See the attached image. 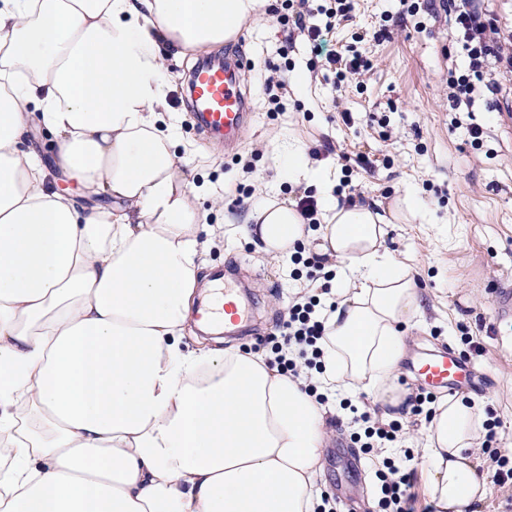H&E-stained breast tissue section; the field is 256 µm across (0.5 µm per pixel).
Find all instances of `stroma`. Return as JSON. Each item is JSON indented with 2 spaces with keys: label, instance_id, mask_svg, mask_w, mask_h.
Returning <instances> with one entry per match:
<instances>
[{
  "label": "stroma",
  "instance_id": "35a3bbf8",
  "mask_svg": "<svg viewBox=\"0 0 512 512\" xmlns=\"http://www.w3.org/2000/svg\"><path fill=\"white\" fill-rule=\"evenodd\" d=\"M270 6L265 17L230 42L253 64L245 79L256 113L236 153H225L222 145L197 133L182 102L184 78L199 54L174 50L168 58V101L195 167V182L224 195L218 211L200 199V223H245L256 196L264 194L267 181L276 180L292 146L305 161L330 170L337 186H351L356 202L389 206L413 195L430 211V223H397L387 233L394 254L409 258L426 300L423 321L409 331L406 356L448 345L466 354L474 382L461 391L492 412L499 422L494 446L512 456V317L498 316L499 288L512 289V125L481 98L470 109L450 107L448 79L466 67L467 55L446 13L431 14L414 0H358L353 17L327 35L325 47L355 50L374 67L338 84L326 76L309 42L278 22L282 0H271ZM383 27L389 37L375 39ZM287 61L292 68L282 98L285 110L273 114L264 79L269 68ZM472 121L488 132L478 148L467 133ZM245 160L251 172L243 171ZM207 260L209 269L234 264L252 277L249 301L257 308V331L225 343L262 352L261 338L274 333L289 296L305 285V278L293 276L292 262H265L254 244L237 235L216 239ZM466 332L477 338L480 350L464 343ZM350 403L347 409L334 399L325 404L328 434L319 485L329 494L340 487L357 490L362 512H382L374 471L383 459H400L402 450L421 455L426 419L410 413L401 417L398 451L363 454L352 466L334 451L349 447L355 411L371 404L363 394Z\"/></svg>",
  "mask_w": 512,
  "mask_h": 512
}]
</instances>
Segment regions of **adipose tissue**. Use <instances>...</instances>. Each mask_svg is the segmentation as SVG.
Instances as JSON below:
<instances>
[{"label": "adipose tissue", "mask_w": 512, "mask_h": 512, "mask_svg": "<svg viewBox=\"0 0 512 512\" xmlns=\"http://www.w3.org/2000/svg\"><path fill=\"white\" fill-rule=\"evenodd\" d=\"M266 0H0V512H315L327 432L303 377L237 349H188L185 323L207 243L193 170L168 118L165 47L234 39ZM55 140L46 155L31 122ZM84 200L51 190L50 174ZM317 251L339 299L327 319L325 391L410 412L398 375L425 313L392 221L341 203L318 167ZM105 194L115 208L87 205ZM240 236L267 260L309 231L267 192ZM487 420L461 395L425 430L439 512H473Z\"/></svg>", "instance_id": "adipose-tissue-1"}]
</instances>
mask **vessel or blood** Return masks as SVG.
Wrapping results in <instances>:
<instances>
[{
  "label": "vessel or blood",
  "instance_id": "obj_1",
  "mask_svg": "<svg viewBox=\"0 0 512 512\" xmlns=\"http://www.w3.org/2000/svg\"><path fill=\"white\" fill-rule=\"evenodd\" d=\"M247 59L226 52L218 60L199 64L189 80V109L198 129L204 134L222 139L225 148H234L251 124L255 111L241 80ZM253 305L244 303L238 281L225 277L200 309L203 323L223 324L225 330L243 328L254 319ZM418 381L440 392H453L457 384L470 373L468 360L449 348L418 357L412 363Z\"/></svg>",
  "mask_w": 512,
  "mask_h": 512
}]
</instances>
